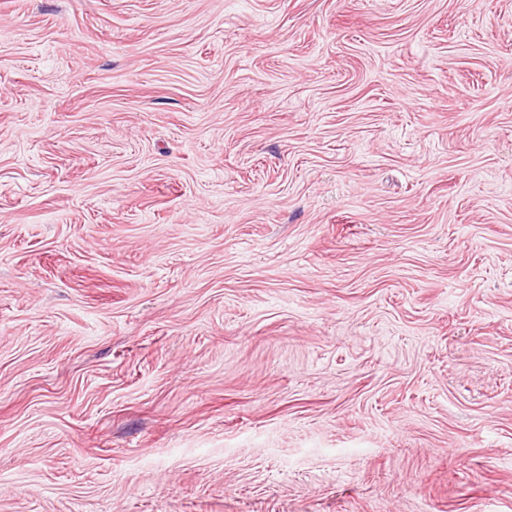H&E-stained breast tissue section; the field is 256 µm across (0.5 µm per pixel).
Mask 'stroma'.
Masks as SVG:
<instances>
[{
	"label": "stroma",
	"instance_id": "obj_1",
	"mask_svg": "<svg viewBox=\"0 0 512 512\" xmlns=\"http://www.w3.org/2000/svg\"><path fill=\"white\" fill-rule=\"evenodd\" d=\"M0 512H512V0H0Z\"/></svg>",
	"mask_w": 512,
	"mask_h": 512
}]
</instances>
